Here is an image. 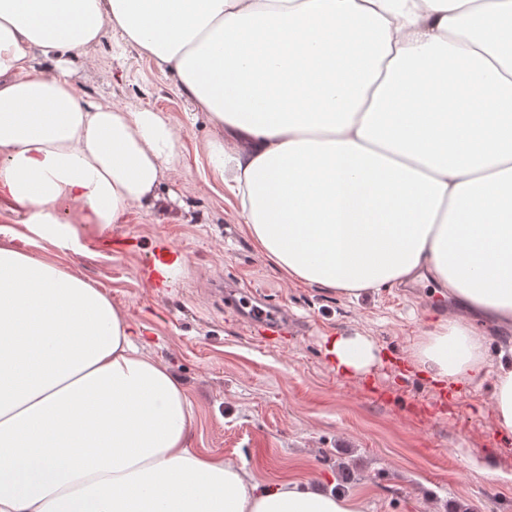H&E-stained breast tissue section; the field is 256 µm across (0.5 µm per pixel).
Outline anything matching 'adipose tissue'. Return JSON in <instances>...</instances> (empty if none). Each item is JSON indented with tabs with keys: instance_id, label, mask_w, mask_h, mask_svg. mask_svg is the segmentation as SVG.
I'll use <instances>...</instances> for the list:
<instances>
[{
	"instance_id": "adipose-tissue-1",
	"label": "adipose tissue",
	"mask_w": 512,
	"mask_h": 512,
	"mask_svg": "<svg viewBox=\"0 0 512 512\" xmlns=\"http://www.w3.org/2000/svg\"><path fill=\"white\" fill-rule=\"evenodd\" d=\"M175 72L205 154L288 278L357 298L430 276L469 313L412 358L438 389L512 322V0H0V202L77 246L155 208L181 142L161 113L89 100L104 29ZM0 228V512H367L359 498L189 445L183 386L110 296ZM337 373L378 350L340 333Z\"/></svg>"
}]
</instances>
